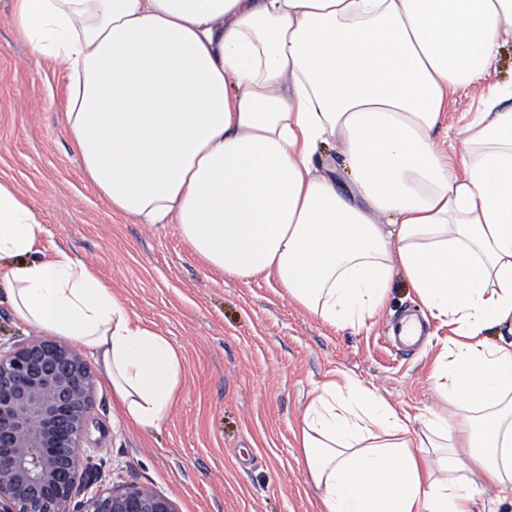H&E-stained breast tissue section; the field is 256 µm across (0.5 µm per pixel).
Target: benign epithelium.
I'll list each match as a JSON object with an SVG mask.
<instances>
[{
    "label": "benign epithelium",
    "instance_id": "obj_1",
    "mask_svg": "<svg viewBox=\"0 0 512 512\" xmlns=\"http://www.w3.org/2000/svg\"><path fill=\"white\" fill-rule=\"evenodd\" d=\"M93 376L51 339L0 347V512H178L135 483L91 490L81 467Z\"/></svg>",
    "mask_w": 512,
    "mask_h": 512
}]
</instances>
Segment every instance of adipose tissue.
Masks as SVG:
<instances>
[{"label": "adipose tissue", "instance_id": "obj_1", "mask_svg": "<svg viewBox=\"0 0 512 512\" xmlns=\"http://www.w3.org/2000/svg\"><path fill=\"white\" fill-rule=\"evenodd\" d=\"M35 59L67 79L85 180L138 224H174L226 278L274 277L331 326L382 310L395 272L456 327L437 408L402 414L346 374L308 393L298 435L321 512H473L512 499V0H13ZM478 96L459 158L435 139ZM45 227L0 182V256ZM17 319L85 347L129 424L161 426L182 358L62 251L0 268ZM512 82V46L500 49L488 73L485 75V86L510 85ZM478 105L477 98L467 92H458L448 102V112L445 114V119L439 129L435 132L437 142L440 147L448 152L454 154L457 152L458 143L451 134L447 137V127L454 128L460 126L463 112H474Z\"/></svg>", "mask_w": 512, "mask_h": 512}]
</instances>
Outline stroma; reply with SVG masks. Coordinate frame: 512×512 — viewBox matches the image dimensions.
Instances as JSON below:
<instances>
[{
    "instance_id": "1",
    "label": "stroma",
    "mask_w": 512,
    "mask_h": 512,
    "mask_svg": "<svg viewBox=\"0 0 512 512\" xmlns=\"http://www.w3.org/2000/svg\"><path fill=\"white\" fill-rule=\"evenodd\" d=\"M11 10L12 0H0V182L40 215L43 249L90 263L131 317L183 358L180 392L158 428L130 426L95 371L83 468L105 484L148 487L179 512H320L297 441L309 390L342 372L409 414L436 406L429 376L451 326L429 318L398 273L383 311L334 328L290 301L276 279L224 278L177 225L113 214L82 177L62 108L66 79L32 58ZM405 313L430 325L408 351L390 341Z\"/></svg>"
}]
</instances>
